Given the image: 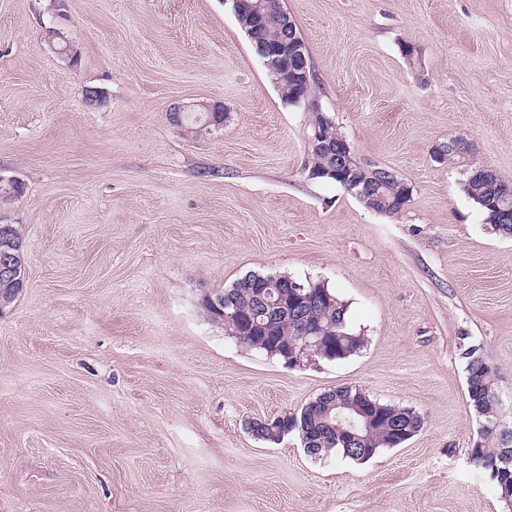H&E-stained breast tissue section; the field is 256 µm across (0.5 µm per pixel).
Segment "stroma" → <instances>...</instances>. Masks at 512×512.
<instances>
[{
    "label": "stroma",
    "mask_w": 512,
    "mask_h": 512,
    "mask_svg": "<svg viewBox=\"0 0 512 512\" xmlns=\"http://www.w3.org/2000/svg\"><path fill=\"white\" fill-rule=\"evenodd\" d=\"M284 6L323 111L411 187L398 213L310 178L311 114L223 0H0V178L25 185L0 224L26 270L0 313V512H512L470 460L462 359L481 347L512 425V238L433 156L463 137L512 182V0ZM200 102L223 127L172 124ZM252 273L325 282L363 348L290 367L227 336L200 296ZM341 386L422 429L357 463L244 428Z\"/></svg>",
    "instance_id": "stroma-1"
}]
</instances>
